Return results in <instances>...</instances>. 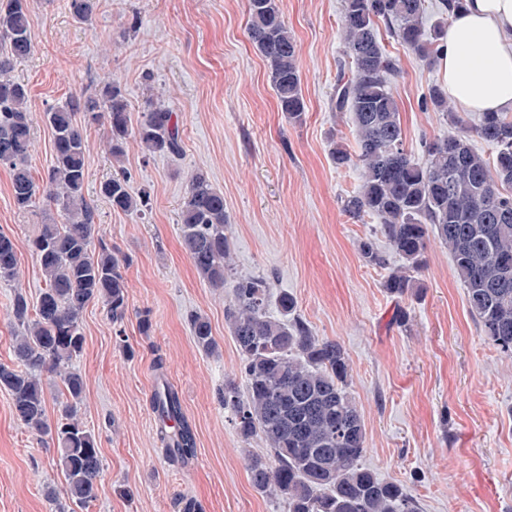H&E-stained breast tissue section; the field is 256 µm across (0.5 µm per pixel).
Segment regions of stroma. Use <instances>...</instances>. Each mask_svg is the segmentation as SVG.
Wrapping results in <instances>:
<instances>
[{"instance_id":"obj_1","label":"stroma","mask_w":512,"mask_h":512,"mask_svg":"<svg viewBox=\"0 0 512 512\" xmlns=\"http://www.w3.org/2000/svg\"><path fill=\"white\" fill-rule=\"evenodd\" d=\"M32 53L14 76L26 84L33 117L28 166L42 181L53 161L44 114L69 97L117 82L139 123L149 101L169 102L183 133L178 156H143L129 143L114 161L106 129L84 125L86 196L95 206V238L116 247L128 303L115 325L102 303L83 311L84 348L74 362L85 381L80 421L95 435L102 474L95 500L70 512H288L284 498L256 491L248 454L266 455L258 438L243 442L222 403L224 383L240 380L241 357L224 323L229 299L197 274L179 233L190 176L205 171L224 193L233 266L261 274L273 292L292 294L316 336L337 341L349 364L347 390L366 426L365 467L407 485L420 512H512V356L484 336L447 247L430 239L417 292L391 296L384 282L404 266L376 218L349 216L344 200L362 184L360 168L337 166V146L355 149L348 113L331 99L343 56L342 0H280L297 43L305 114L289 121L267 67L248 38L247 0H98L91 25L76 23L67 0H28ZM390 86L404 145L425 162L426 140L460 126L421 101L441 83L440 65L393 37ZM125 174L147 189L144 211L112 209L103 181ZM55 207L37 200L18 211L11 172L0 165V233L15 244V282L0 281V364H14L15 290L36 300L45 281L31 241ZM372 239L384 266L359 245ZM406 310L408 321L393 317ZM149 312L151 327L139 317ZM208 318L216 348L192 336V314ZM162 370H155V362ZM179 394L196 454L171 462L160 439L152 396L160 382ZM47 435L27 429L0 390V512H55L65 481Z\"/></svg>"}]
</instances>
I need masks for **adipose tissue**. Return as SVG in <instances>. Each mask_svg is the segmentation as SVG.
Returning a JSON list of instances; mask_svg holds the SVG:
<instances>
[{
  "label": "adipose tissue",
  "mask_w": 512,
  "mask_h": 512,
  "mask_svg": "<svg viewBox=\"0 0 512 512\" xmlns=\"http://www.w3.org/2000/svg\"><path fill=\"white\" fill-rule=\"evenodd\" d=\"M448 97L467 112L512 114V0H467L440 57Z\"/></svg>",
  "instance_id": "ef3b65f1"
}]
</instances>
